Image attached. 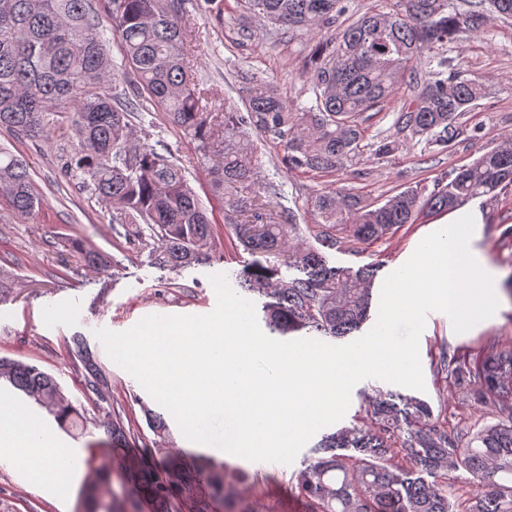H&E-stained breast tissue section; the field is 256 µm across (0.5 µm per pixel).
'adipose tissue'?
<instances>
[{"label": "adipose tissue", "instance_id": "obj_1", "mask_svg": "<svg viewBox=\"0 0 512 512\" xmlns=\"http://www.w3.org/2000/svg\"><path fill=\"white\" fill-rule=\"evenodd\" d=\"M36 430L16 411L0 407V445L15 449L20 462L38 476L45 479H63L64 474L57 468L58 457L64 450L49 439L31 444Z\"/></svg>", "mask_w": 512, "mask_h": 512}]
</instances>
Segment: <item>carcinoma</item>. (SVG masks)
<instances>
[{
	"instance_id": "cac0c4a2",
	"label": "carcinoma",
	"mask_w": 512,
	"mask_h": 512,
	"mask_svg": "<svg viewBox=\"0 0 512 512\" xmlns=\"http://www.w3.org/2000/svg\"><path fill=\"white\" fill-rule=\"evenodd\" d=\"M239 3L269 22L277 36L331 31L303 72L315 95L311 106L290 109L273 80L249 72L240 75L246 111L209 106L214 89L202 86L191 67L197 38L184 21L185 0H106L105 14L134 75L137 97L197 142L201 158H216L213 199L232 249L251 257L237 286L261 302L258 315L269 332L351 336L371 319L381 266L332 265L322 248L335 246L338 233L359 244L376 243L427 214L474 198H497L512 185V138L434 180L431 190L409 185L382 203L343 189L315 194L312 207L325 227L316 247L299 241L300 225L290 212L278 224L242 222L246 214L261 220L263 208L257 194L263 179L249 131L282 147L289 168L336 176L365 149L372 113L382 111L401 85L413 83L395 131L374 142V152L396 153L404 135L430 154H443L483 87L462 69L448 68V59L436 58V52L483 23L512 20V0H390L388 10L362 15L352 0ZM113 80L104 29L90 0H0V130L35 138L46 131L50 115L73 109L77 148L65 171L81 173L83 186L112 204L117 236L129 245L153 241L149 258L161 269L208 263L207 245L215 237L209 209L168 147L133 143L139 103L116 99ZM265 190L268 203L280 198L273 183H265ZM0 196L18 217L36 216L28 162L3 148ZM78 253L91 271L116 266L104 253ZM14 289V273L0 265V301ZM72 351L82 364L85 401L112 417L106 432L112 454L121 459L115 472L119 490L105 500L88 487L82 512H217L226 494L224 462L202 458L187 466L175 457L158 459L153 448L131 450L130 429L107 407L111 384L97 351L81 336L72 338ZM457 375L507 417L459 448L432 422L424 401L379 390L369 403L370 424L341 428L314 446L318 457L296 476L298 494L320 512H450L448 492L424 475L463 468L478 493L476 512H512V349L460 367ZM2 381L47 409L63 430L85 419V405H74L57 380L35 365L0 357ZM138 404L148 428L168 435L164 416ZM398 458L411 467H399Z\"/></svg>"
}]
</instances>
